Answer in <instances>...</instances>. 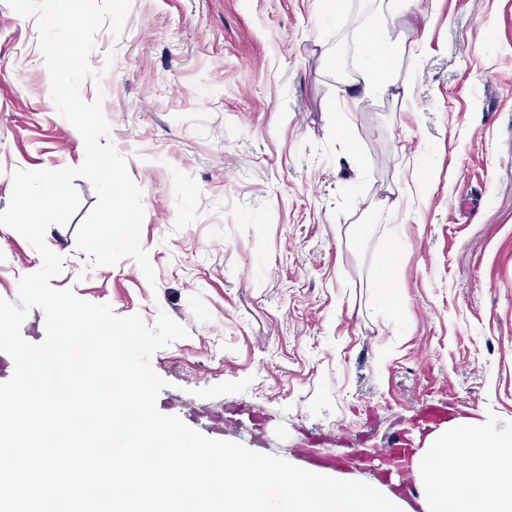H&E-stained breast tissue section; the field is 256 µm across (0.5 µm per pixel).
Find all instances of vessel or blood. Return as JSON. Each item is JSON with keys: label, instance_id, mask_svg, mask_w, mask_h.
<instances>
[{"label": "vessel or blood", "instance_id": "1", "mask_svg": "<svg viewBox=\"0 0 512 512\" xmlns=\"http://www.w3.org/2000/svg\"><path fill=\"white\" fill-rule=\"evenodd\" d=\"M459 414L441 403L424 402L417 420L415 434L399 433L391 444L377 450L365 444L339 437L323 439L321 444L302 441L297 453L308 469H333L341 472L370 467L374 459H381L384 467L379 475L383 483L394 484L396 492L410 501L412 512H420V492L414 482L413 469L423 440L454 422ZM250 422L256 431H263V418L250 410L231 408L224 412L225 427Z\"/></svg>", "mask_w": 512, "mask_h": 512}]
</instances>
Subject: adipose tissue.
Segmentation results:
<instances>
[{
	"label": "adipose tissue",
	"instance_id": "ef3b65f1",
	"mask_svg": "<svg viewBox=\"0 0 512 512\" xmlns=\"http://www.w3.org/2000/svg\"><path fill=\"white\" fill-rule=\"evenodd\" d=\"M399 47L375 42L357 82L368 97L390 94L394 82L386 68ZM418 464L427 474L425 512H512V433L488 424L460 421L451 432H436L420 449Z\"/></svg>",
	"mask_w": 512,
	"mask_h": 512
}]
</instances>
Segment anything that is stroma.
Listing matches in <instances>:
<instances>
[{"instance_id":"obj_1","label":"stroma","mask_w":512,"mask_h":512,"mask_svg":"<svg viewBox=\"0 0 512 512\" xmlns=\"http://www.w3.org/2000/svg\"><path fill=\"white\" fill-rule=\"evenodd\" d=\"M400 43L389 70L408 98H365L352 79L365 27ZM336 66H328L326 55ZM110 139L142 191L134 259L92 268L81 206L46 243L50 284L188 338L158 350L157 406L213 439L285 460L303 439L384 447L421 401L512 432V0H132L120 38L90 57ZM85 148L56 110L35 18L0 0V211L15 169L80 166ZM403 189L398 210L383 207ZM370 231L353 238L356 227ZM400 251L388 304L374 285ZM41 258L0 226V297ZM267 420L221 431L225 408Z\"/></svg>"}]
</instances>
